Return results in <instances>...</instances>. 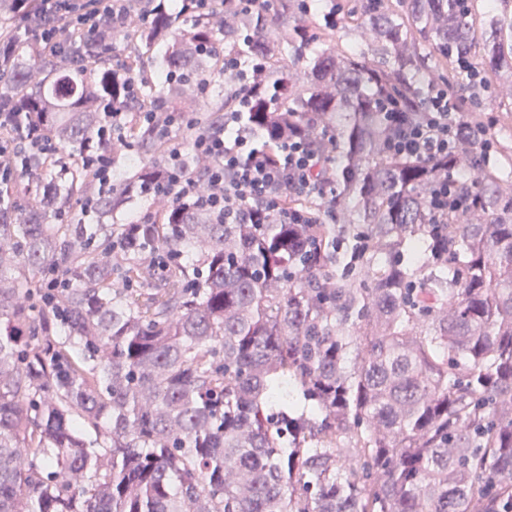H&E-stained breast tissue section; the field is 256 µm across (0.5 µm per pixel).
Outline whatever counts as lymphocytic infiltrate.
I'll return each mask as SVG.
<instances>
[{"label":"lymphocytic infiltrate","instance_id":"lymphocytic-infiltrate-1","mask_svg":"<svg viewBox=\"0 0 512 512\" xmlns=\"http://www.w3.org/2000/svg\"><path fill=\"white\" fill-rule=\"evenodd\" d=\"M46 23L31 30L35 50L55 48L73 30L90 34L108 23L119 24L122 13L117 0H100L87 10L69 0H38ZM224 69L236 74L240 96L236 109L225 113L221 123L207 133L176 144L149 192L167 195L174 203L206 210L219 223L332 224L333 186L327 160L303 132L288 130L268 140L242 119L268 73L265 60L241 61L225 54ZM379 110L390 134L385 141L389 155L428 163L453 154L464 136H471L477 163H489L494 119L472 127L469 113L458 108L447 88H432L416 111H402L398 102H381ZM28 130L19 143L0 141V183L14 178L19 151L51 155L55 148L42 136L39 120L28 116ZM203 154L213 164L201 176L190 175L183 157Z\"/></svg>","mask_w":512,"mask_h":512}]
</instances>
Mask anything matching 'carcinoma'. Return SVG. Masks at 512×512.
<instances>
[{"label":"carcinoma","mask_w":512,"mask_h":512,"mask_svg":"<svg viewBox=\"0 0 512 512\" xmlns=\"http://www.w3.org/2000/svg\"><path fill=\"white\" fill-rule=\"evenodd\" d=\"M405 2L407 18L370 3L357 19L383 61L322 49L297 71L285 61L317 36L295 0H276L273 32L221 5L120 0L123 26L53 54L26 41L37 6L0 0V108L48 105L41 129L67 164L59 181L23 154L25 187L0 184V512H512V169L471 172L468 137L429 165L389 156L375 105L414 111L435 55H478L511 88L512 12ZM120 33L138 90L106 149L149 160L104 192L79 159L124 100L97 57ZM220 42L268 61L250 126L277 138L280 115L341 149L336 207L356 221L218 224L151 196L155 219L126 242L127 206L172 150L141 113L183 112L224 78ZM160 48L172 81L145 70ZM234 104L211 100L195 132ZM450 171L480 223L431 222ZM339 232L366 236L346 269ZM419 241L424 258L403 260Z\"/></svg>","instance_id":"1"}]
</instances>
